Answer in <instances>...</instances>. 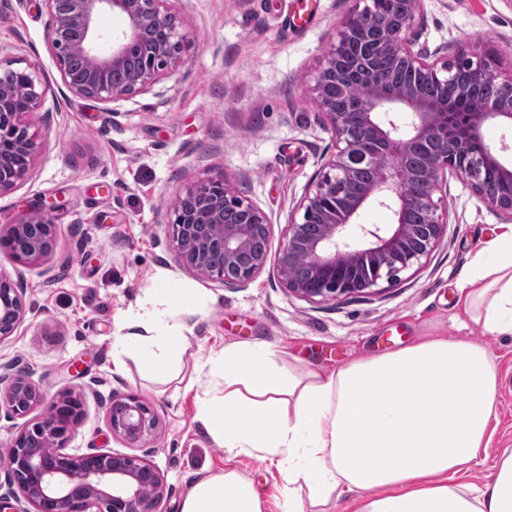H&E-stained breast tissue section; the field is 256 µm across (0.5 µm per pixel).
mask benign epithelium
<instances>
[{
	"instance_id": "obj_1",
	"label": "benign epithelium",
	"mask_w": 512,
	"mask_h": 512,
	"mask_svg": "<svg viewBox=\"0 0 512 512\" xmlns=\"http://www.w3.org/2000/svg\"><path fill=\"white\" fill-rule=\"evenodd\" d=\"M49 16L47 43L64 86L74 95L114 102L150 89L174 70L185 39L182 21L164 6L167 0H42ZM395 7L370 21L368 7L354 10L335 33L319 60L311 94L323 127L332 134L334 152L310 180L297 211L286 224L285 242L276 260L277 275L288 291L308 300L336 301L375 293L385 281L428 258L444 237L448 211L434 199L448 185V174L460 177L489 210L512 221V164L503 162L484 143L487 122L512 127V73L482 65L484 52L465 45L453 58L437 49H415L419 0H393ZM110 11L125 26L112 35L97 29V18ZM387 58L403 65L411 76L396 82L378 73L374 64ZM90 62L80 79L71 77L72 61ZM462 69L467 82L457 94L467 100L464 111L448 99L425 91L434 81ZM26 86L27 101L16 105L11 87L0 84V193L15 188L30 173L37 134L25 123L40 109L45 91L32 65L15 68ZM362 80L366 95L336 109L329 97L332 85ZM486 87L501 89L484 94ZM402 112L396 123L391 112ZM416 153L411 168L404 159ZM360 163L372 178L351 195L346 183L355 179ZM485 166L498 169L509 192H489L481 180ZM377 204L391 210L393 223L368 227L355 220L362 209ZM170 236L181 264L224 285L244 286L268 262V249L254 250L269 240L271 222L258 205L240 197L222 174L189 186L169 205ZM55 225L46 214L14 224L0 234V247L20 262L36 261L52 248ZM224 255L220 268L210 264L214 252ZM305 258L309 275L293 274ZM0 340L15 333L25 309L21 287L0 276ZM40 401L27 377L0 376V409L25 415ZM82 413L78 396L66 393L32 428L19 433L9 451L8 476L33 512H157L166 493L160 472L145 458L130 454L65 452L72 426ZM112 433L141 447L157 435L158 417L135 395H114L107 407Z\"/></svg>"
}]
</instances>
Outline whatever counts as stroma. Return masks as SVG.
I'll list each match as a JSON object with an SVG mask.
<instances>
[{
	"label": "stroma",
	"instance_id": "35a3bbf8",
	"mask_svg": "<svg viewBox=\"0 0 512 512\" xmlns=\"http://www.w3.org/2000/svg\"><path fill=\"white\" fill-rule=\"evenodd\" d=\"M184 21L177 68L150 90L110 103L73 96L45 38L46 11L36 0H0V60L38 67L49 90L26 117L39 134L31 173L0 194V228L49 211L52 252L23 264L0 248V273L24 287L26 314L0 341V368L28 377L43 400L27 415L0 413V482L8 480L12 440L45 415L65 391L83 413L67 443L71 454L138 452L163 475L160 512H180L197 480L226 469L253 479L267 512H279L288 484L257 455L216 447L197 420L205 382L196 366L210 351L264 340L280 366L324 374L367 355L430 336L486 344L501 375L496 447L512 446V340L460 328L455 285L501 219L456 177L440 194L448 229L422 265L374 294L310 301L285 289L273 261L288 216L309 179L329 159L332 138L318 120L310 85L319 57L355 0H170ZM416 47L456 51L468 43L494 49L512 70V0H420ZM225 174L271 221L262 272L229 288L185 269L167 234L168 205L202 178ZM203 300L187 322L183 382L148 380L136 358L115 370L120 317L143 298L157 270ZM133 394L154 408L156 438L132 449L112 433V395Z\"/></svg>",
	"mask_w": 512,
	"mask_h": 512
}]
</instances>
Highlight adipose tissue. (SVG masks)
Returning <instances> with one entry per match:
<instances>
[{
  "label": "adipose tissue",
  "mask_w": 512,
  "mask_h": 512,
  "mask_svg": "<svg viewBox=\"0 0 512 512\" xmlns=\"http://www.w3.org/2000/svg\"><path fill=\"white\" fill-rule=\"evenodd\" d=\"M462 316L512 336V224L499 225L456 284ZM190 289L159 271L147 300L119 327L122 352L161 382L178 378L193 315ZM263 341L211 354L197 419L230 454L261 455L307 499L282 512H512V448L493 445L500 386L486 345L439 336L349 364L335 374L296 373ZM491 462L484 486L457 475ZM253 483L228 470L197 480L181 512H264Z\"/></svg>",
  "instance_id": "1"
}]
</instances>
